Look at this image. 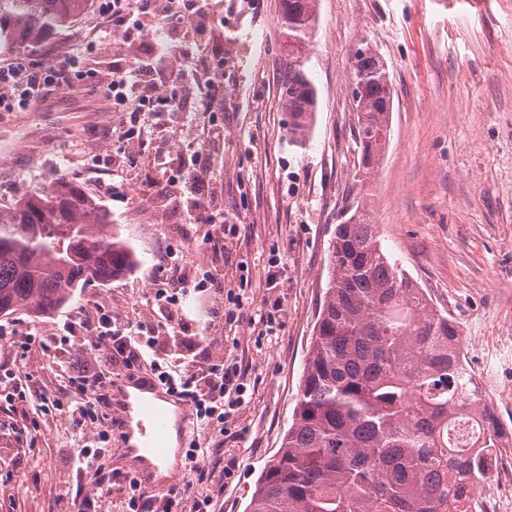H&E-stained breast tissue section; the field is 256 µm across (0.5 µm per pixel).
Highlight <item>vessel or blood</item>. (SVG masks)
<instances>
[{"label": "vessel or blood", "instance_id": "1", "mask_svg": "<svg viewBox=\"0 0 512 512\" xmlns=\"http://www.w3.org/2000/svg\"><path fill=\"white\" fill-rule=\"evenodd\" d=\"M110 408L119 416L123 455L143 491L171 486L184 472L183 459L169 461L166 439L170 430L187 437L195 416L186 402L171 395L149 376L125 378L114 386Z\"/></svg>", "mask_w": 512, "mask_h": 512}]
</instances>
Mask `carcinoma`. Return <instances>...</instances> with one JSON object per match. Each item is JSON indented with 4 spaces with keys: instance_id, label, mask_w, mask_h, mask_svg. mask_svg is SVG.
Here are the masks:
<instances>
[{
    "instance_id": "cac0c4a2",
    "label": "carcinoma",
    "mask_w": 512,
    "mask_h": 512,
    "mask_svg": "<svg viewBox=\"0 0 512 512\" xmlns=\"http://www.w3.org/2000/svg\"><path fill=\"white\" fill-rule=\"evenodd\" d=\"M87 0H0V50L39 49ZM288 70L283 105L298 143L309 133L316 90L304 47L317 0H281ZM362 85L356 138L370 174L390 134L392 83L376 52L353 54ZM106 207L65 178L0 211V317L33 319L65 305L75 288L135 267L134 249ZM327 288L306 357L293 419L257 480L247 512H470L504 426L469 387L456 323L384 251L361 209L336 225ZM464 415L471 446L451 433Z\"/></svg>"
}]
</instances>
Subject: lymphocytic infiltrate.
<instances>
[{"mask_svg": "<svg viewBox=\"0 0 512 512\" xmlns=\"http://www.w3.org/2000/svg\"><path fill=\"white\" fill-rule=\"evenodd\" d=\"M100 15L106 22V31L122 33L129 40L142 38L158 26L171 27L185 20L174 0H139L135 9L127 0H100ZM151 71L150 63L145 61L118 62L109 72L99 75L98 85L103 95L129 112H142L149 106L158 112L182 107L179 92L159 95ZM78 76L77 62L72 57L49 66L32 65L22 59L0 65V112L20 111L31 101L57 93ZM143 329L140 323L114 325L108 311L100 313L95 327L98 340L109 343L107 363L122 366L130 373L150 369L161 383L190 402L199 425L208 430L213 443L211 449L195 447L186 453V473L202 491L189 504L174 488L160 500L143 492L134 478L104 465L111 423L102 406L110 377L99 371L76 377L67 374L62 380V393L74 399L69 411L74 427L83 428L88 421L99 426L95 435L77 447L72 466L73 502L77 512H101L103 498L116 491L122 495L123 512H215V499L223 489V481L233 475L237 466L236 457L224 451V435L245 402L246 372L235 359L220 357L201 364L160 354L154 337L144 335ZM207 455L214 459L210 471L199 465L200 458Z\"/></svg>", "mask_w": 512, "mask_h": 512, "instance_id": "obj_1", "label": "lymphocytic infiltrate"}]
</instances>
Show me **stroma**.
Here are the masks:
<instances>
[{
    "mask_svg": "<svg viewBox=\"0 0 512 512\" xmlns=\"http://www.w3.org/2000/svg\"><path fill=\"white\" fill-rule=\"evenodd\" d=\"M280 0H224L201 29L167 33L164 55L154 38L101 39L92 11L47 34L31 62L51 65L79 55L81 71L111 69L115 53L152 59L155 75L186 87L182 112H98L60 124L55 112H0V130L19 145L0 164V210L20 195L47 190L58 178L104 204L139 264L106 285L76 288L72 299L31 319L0 318V365L34 389L54 395L61 373L94 366L104 346L94 328L49 349L71 318L111 311L118 323L157 325L154 295L178 294L183 332L169 353L241 357L247 391L235 413L240 430L224 445L239 466L225 480L216 512H245L257 478L292 422L296 396L327 282L334 229L365 210L383 247L457 323L465 349L484 351L496 367L512 346L480 348L512 336V0H319L305 47V71L317 92L315 121L304 144L293 143L281 99L288 61ZM368 42L394 88L389 141L370 179L360 155L349 102L351 55ZM222 57L224 108L206 109L189 75ZM140 129L147 146L135 161L120 135ZM203 151L207 175L198 192L171 185L152 164L185 145ZM223 212L232 230L190 220L198 210ZM176 253L191 287L166 282ZM279 267L283 311L275 335L248 322L211 317L243 293L244 311L259 314L269 294L270 264ZM248 287H241V277ZM38 337L30 350L25 336ZM76 451L68 413L0 402V512H75L66 487Z\"/></svg>",
    "mask_w": 512,
    "mask_h": 512,
    "instance_id": "1",
    "label": "stroma"
}]
</instances>
